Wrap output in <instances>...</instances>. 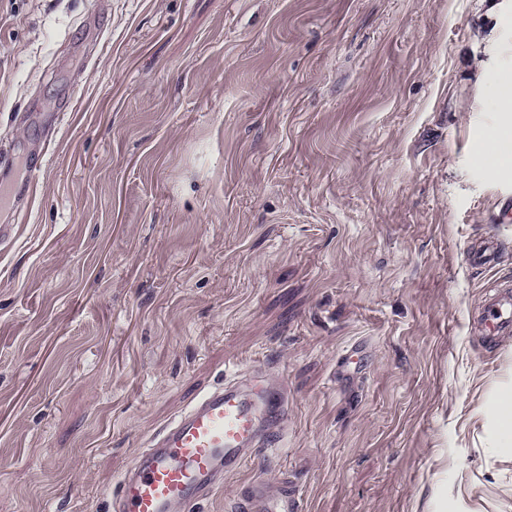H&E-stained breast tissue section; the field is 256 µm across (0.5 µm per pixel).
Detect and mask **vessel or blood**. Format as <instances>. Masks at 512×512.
Returning a JSON list of instances; mask_svg holds the SVG:
<instances>
[{"mask_svg":"<svg viewBox=\"0 0 512 512\" xmlns=\"http://www.w3.org/2000/svg\"><path fill=\"white\" fill-rule=\"evenodd\" d=\"M8 154L0 150V213L14 201H30L40 173L33 166L22 183L10 178ZM500 256L496 240L471 247L469 261L494 267ZM487 338L512 334V298H490L482 313ZM288 391L284 383L243 379L224 381L199 396L187 409L163 425L120 477L112 499L113 512H195L197 506L224 486L260 450L280 447ZM239 512H294L295 493L271 492L252 482Z\"/></svg>","mask_w":512,"mask_h":512,"instance_id":"obj_1","label":"vessel or blood"}]
</instances>
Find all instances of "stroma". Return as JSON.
I'll list each match as a JSON object with an SVG mask.
<instances>
[{
  "label": "stroma",
  "instance_id": "1",
  "mask_svg": "<svg viewBox=\"0 0 512 512\" xmlns=\"http://www.w3.org/2000/svg\"><path fill=\"white\" fill-rule=\"evenodd\" d=\"M494 29L479 0H0V141L52 134L0 247V512H107L228 369L285 381L283 445L200 512L253 480L297 512H512V336L478 328L512 289V172L472 161ZM500 256L499 244L494 239H487L470 248L471 265L480 268H493ZM495 418L498 423V434L503 447L509 448L512 445V400L507 397L504 405L495 411Z\"/></svg>",
  "mask_w": 512,
  "mask_h": 512
}]
</instances>
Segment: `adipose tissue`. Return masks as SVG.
<instances>
[{
  "label": "adipose tissue",
  "instance_id": "1",
  "mask_svg": "<svg viewBox=\"0 0 512 512\" xmlns=\"http://www.w3.org/2000/svg\"><path fill=\"white\" fill-rule=\"evenodd\" d=\"M485 54L478 68L483 71L490 64L498 66L494 94L500 117L493 132L483 139L474 162L490 177L496 178L512 168V68L505 65L506 59L512 56V39L499 32L492 34L487 40Z\"/></svg>",
  "mask_w": 512,
  "mask_h": 512
}]
</instances>
